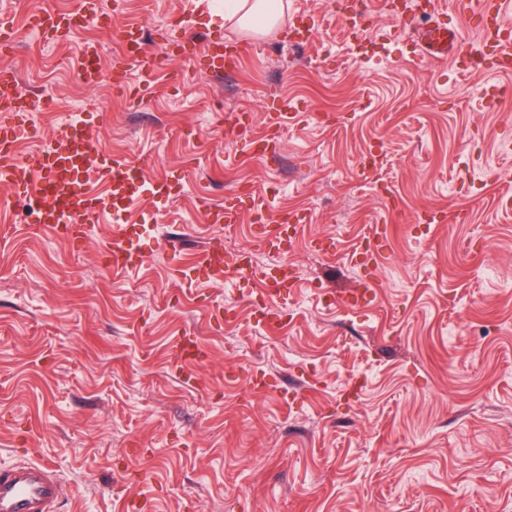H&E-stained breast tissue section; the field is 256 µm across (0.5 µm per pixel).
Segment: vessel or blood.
Instances as JSON below:
<instances>
[{
  "instance_id": "b4317fda",
  "label": "vessel or blood",
  "mask_w": 512,
  "mask_h": 512,
  "mask_svg": "<svg viewBox=\"0 0 512 512\" xmlns=\"http://www.w3.org/2000/svg\"><path fill=\"white\" fill-rule=\"evenodd\" d=\"M503 15V0H463L455 24L437 23L422 30L420 46L424 55L436 61L450 56L465 58L479 54L495 72L511 74L512 24L506 22ZM88 25L105 32L112 29V17L102 11L100 0H73L71 6L64 10L50 5L41 13L29 14L22 19L4 15L0 17V45L12 43L22 27L34 31L43 42L56 44L71 31ZM473 26L477 27L480 39L469 44L464 41L462 32L464 28ZM168 28L178 34L176 54L199 56L206 60L208 70L216 73L232 71L243 64L244 58L236 46L224 45L210 38L198 40L186 28L182 17L172 18ZM80 65L83 83L91 87L98 85L102 76L98 42L85 43ZM133 67L142 78L141 95L152 94L158 58L146 47L144 26L140 23L128 24L121 32L120 51L112 65L114 90H127L128 71ZM40 107L39 100L17 94L14 71L1 67L0 183L8 185L15 195L23 199L41 201V224L53 235L81 239L99 224L103 212L122 213L143 193L166 201L176 195V187L165 180L145 185L142 162L137 156L110 159L100 154L88 157L87 129L81 121L71 122L66 134L50 136L47 143L38 149L19 154V141L29 131L23 117ZM293 117L287 106L266 113L261 124L252 126L251 135L240 152L241 158L247 161L264 158L276 146ZM93 173L107 182L106 195L95 196L86 190L85 183ZM200 207L210 224L228 227L245 219L256 224L264 246L280 254L288 253L292 248L289 227L299 226L308 220L305 213L293 209H285L276 217H269L267 203L251 192L224 205L204 200ZM101 254L116 272L137 265L142 258V248L136 225H113ZM198 265L208 270L224 268L235 281L246 287L259 292L273 288L283 299L287 298L293 285V279L286 270L259 269L254 266L250 255L242 251L230 259L225 254L208 251L203 253ZM66 492V486L48 464H20L0 469V512H55L56 504Z\"/></svg>"
}]
</instances>
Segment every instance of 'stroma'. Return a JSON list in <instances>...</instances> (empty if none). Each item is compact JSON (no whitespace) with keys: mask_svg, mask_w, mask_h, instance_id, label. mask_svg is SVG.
Wrapping results in <instances>:
<instances>
[{"mask_svg":"<svg viewBox=\"0 0 512 512\" xmlns=\"http://www.w3.org/2000/svg\"><path fill=\"white\" fill-rule=\"evenodd\" d=\"M455 2L365 0L355 30L336 0H288L285 26L256 37L213 0H126L125 20L150 33L177 13L245 55L229 74L172 60L142 101L80 80L81 47L98 40L111 59L108 33L45 46L22 31L0 66L23 95H51L35 126L62 133V113L82 110L92 141L151 154L146 180L183 191L133 206L145 258L116 273L101 257L109 225L52 236L20 223L0 184V467L55 468L73 490L56 512H115L119 495L135 512H512V96L498 93L512 76L420 54L415 32L453 21ZM272 101L303 119L272 156L227 167L250 133L241 113L261 122ZM370 153L382 163L367 181ZM245 186L272 212L309 214L288 256L249 224L206 223L200 197ZM392 201L375 263L355 265ZM436 208L466 218L416 221ZM214 239L291 264L287 301L178 271ZM364 283L368 298L344 306ZM183 338L199 359L171 357ZM254 377L270 389L254 393Z\"/></svg>","mask_w":512,"mask_h":512,"instance_id":"obj_1","label":"stroma"}]
</instances>
